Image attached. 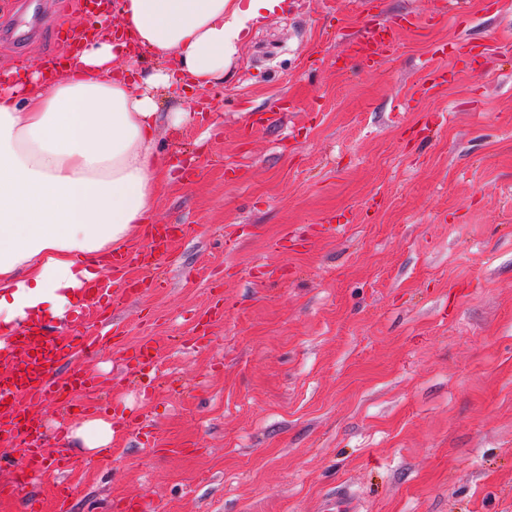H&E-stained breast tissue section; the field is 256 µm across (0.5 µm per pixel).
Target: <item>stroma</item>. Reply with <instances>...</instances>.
I'll list each match as a JSON object with an SVG mask.
<instances>
[{
	"label": "stroma",
	"instance_id": "1",
	"mask_svg": "<svg viewBox=\"0 0 512 512\" xmlns=\"http://www.w3.org/2000/svg\"><path fill=\"white\" fill-rule=\"evenodd\" d=\"M444 0H286L245 32L204 115L162 125L177 226L132 292L116 347L81 359L123 415L102 456L0 512H512V0L402 29L374 70L347 65L377 23ZM479 45L477 59L455 55ZM48 36L0 38V74ZM147 337L162 379L114 381ZM358 500L349 493L336 492V496L327 498L321 512H360Z\"/></svg>",
	"mask_w": 512,
	"mask_h": 512
}]
</instances>
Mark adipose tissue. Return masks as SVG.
Returning a JSON list of instances; mask_svg holds the SVG:
<instances>
[{"instance_id":"1","label":"adipose tissue","mask_w":512,"mask_h":512,"mask_svg":"<svg viewBox=\"0 0 512 512\" xmlns=\"http://www.w3.org/2000/svg\"><path fill=\"white\" fill-rule=\"evenodd\" d=\"M286 0H116L54 77L0 78V324L64 319L113 249L141 236L169 172L151 91L177 79L216 89L242 33ZM120 19L126 38L112 34ZM140 86L122 76L143 57Z\"/></svg>"}]
</instances>
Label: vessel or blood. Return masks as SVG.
Listing matches in <instances>:
<instances>
[{
    "label": "vessel or blood",
    "instance_id": "obj_1",
    "mask_svg": "<svg viewBox=\"0 0 512 512\" xmlns=\"http://www.w3.org/2000/svg\"><path fill=\"white\" fill-rule=\"evenodd\" d=\"M394 29L391 23L375 27L358 44L354 56L363 69H371L373 57L390 47ZM145 234V249L113 254V268H142L148 266L153 255L167 253L168 240L156 225H146ZM82 321L83 316L78 313L64 329L46 321L24 329L0 328V442L8 444L18 438L24 441L22 457L14 470L17 482L31 483L48 466L64 470L73 463L64 447L55 457L46 456V433L36 411L96 386V376L78 367L62 377L57 374L58 368L77 354L99 351L110 344L108 319H101L94 335L83 330ZM322 512H361V507L354 496L342 491L324 501Z\"/></svg>",
    "mask_w": 512,
    "mask_h": 512
}]
</instances>
